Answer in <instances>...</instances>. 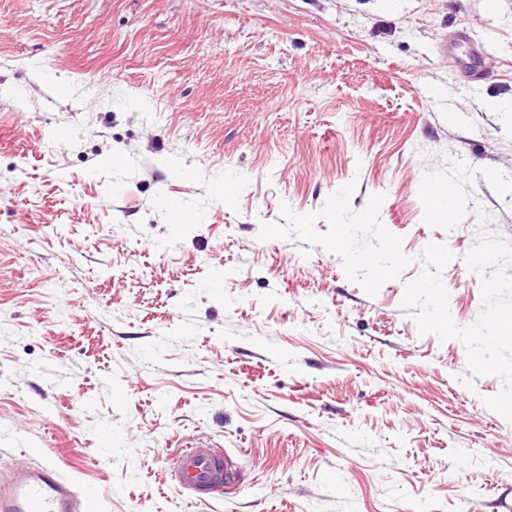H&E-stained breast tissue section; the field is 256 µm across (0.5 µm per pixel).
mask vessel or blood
<instances>
[{
  "instance_id": "obj_1",
  "label": "vessel or blood",
  "mask_w": 512,
  "mask_h": 512,
  "mask_svg": "<svg viewBox=\"0 0 512 512\" xmlns=\"http://www.w3.org/2000/svg\"><path fill=\"white\" fill-rule=\"evenodd\" d=\"M446 53L461 56L464 77L478 81L484 76L481 56L466 32L455 33ZM171 483L189 498L200 501L224 499L235 493L241 475L232 457L204 442H189L174 451L168 470ZM96 502L80 492L52 459L33 467H18L0 475V512H97Z\"/></svg>"
}]
</instances>
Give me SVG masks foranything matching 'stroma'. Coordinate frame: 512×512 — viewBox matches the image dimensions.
Listing matches in <instances>:
<instances>
[{
	"mask_svg": "<svg viewBox=\"0 0 512 512\" xmlns=\"http://www.w3.org/2000/svg\"><path fill=\"white\" fill-rule=\"evenodd\" d=\"M461 28L488 79L443 55ZM509 103L512 0H0V467L52 456L98 512H512L502 380L401 306L441 243L479 317ZM349 183L414 259L373 296L259 238ZM194 439L231 497L167 481ZM168 475L176 488L200 501L230 497L241 480L232 457L222 448L204 442H187L175 448Z\"/></svg>",
	"mask_w": 512,
	"mask_h": 512,
	"instance_id": "35a3bbf8",
	"label": "stroma"
}]
</instances>
